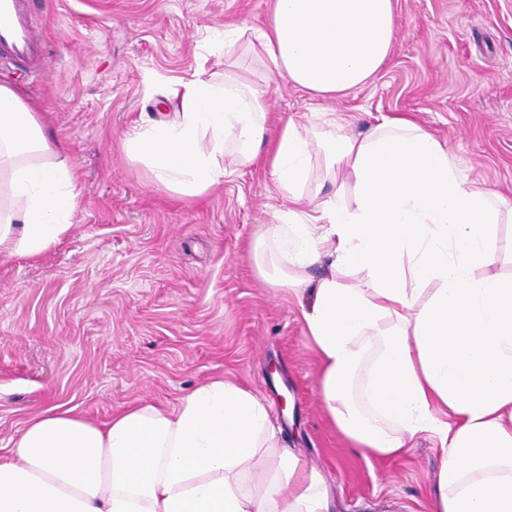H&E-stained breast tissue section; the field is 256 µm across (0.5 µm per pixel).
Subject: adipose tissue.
Segmentation results:
<instances>
[{"label":"adipose tissue","instance_id":"ef3b65f1","mask_svg":"<svg viewBox=\"0 0 512 512\" xmlns=\"http://www.w3.org/2000/svg\"><path fill=\"white\" fill-rule=\"evenodd\" d=\"M393 0H274L257 29L266 73L332 101L370 83L392 54ZM178 123L135 128L127 154L167 189L222 184L224 142L250 165L268 106L250 78L173 89ZM313 138L287 121L269 166L289 203L254 241L259 275L311 287L303 320L320 363L319 396L351 448L390 460L419 439L438 448L433 512H512V278L493 273L496 226L512 202L470 181L446 144L387 117L350 135L329 118ZM327 175L351 180L307 211L310 148ZM78 173L36 113L0 85V257L37 255L71 229ZM315 282L304 273L318 263ZM363 279L344 282L346 271ZM270 406L216 379L173 407L139 404L96 425L43 410L0 460V512H328L319 472L281 445Z\"/></svg>","mask_w":512,"mask_h":512}]
</instances>
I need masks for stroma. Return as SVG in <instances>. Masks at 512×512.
<instances>
[{
  "label": "stroma",
  "mask_w": 512,
  "mask_h": 512,
  "mask_svg": "<svg viewBox=\"0 0 512 512\" xmlns=\"http://www.w3.org/2000/svg\"><path fill=\"white\" fill-rule=\"evenodd\" d=\"M392 55L331 102L263 75L252 50L272 0H35L41 72L0 57V84L40 114L80 174L71 230L36 256L0 257V449L42 410L107 422L138 403L173 405L222 377L268 402L280 441L325 478L330 512H429L440 457L428 442L382 462L349 448L318 391L320 366L294 293L259 276L251 245L284 200L271 144L224 181L184 197L126 156L136 126L174 118V80L224 84L225 25L272 126L324 130L323 108L366 133L404 115L446 143L477 184L512 198V0H394Z\"/></svg>",
  "instance_id": "1"
}]
</instances>
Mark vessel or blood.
<instances>
[{
    "label": "vessel or blood",
    "instance_id": "vessel-or-blood-1",
    "mask_svg": "<svg viewBox=\"0 0 512 512\" xmlns=\"http://www.w3.org/2000/svg\"><path fill=\"white\" fill-rule=\"evenodd\" d=\"M44 36L34 25L29 0H0V54L7 52L41 68Z\"/></svg>",
    "mask_w": 512,
    "mask_h": 512
}]
</instances>
